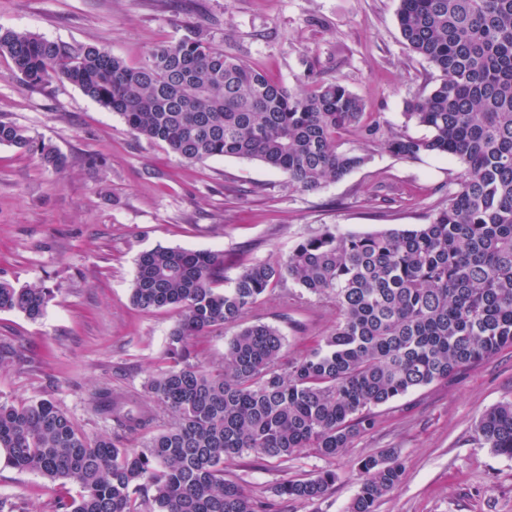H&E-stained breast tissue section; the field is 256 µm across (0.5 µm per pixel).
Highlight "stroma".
Segmentation results:
<instances>
[{
    "label": "stroma",
    "mask_w": 512,
    "mask_h": 512,
    "mask_svg": "<svg viewBox=\"0 0 512 512\" xmlns=\"http://www.w3.org/2000/svg\"><path fill=\"white\" fill-rule=\"evenodd\" d=\"M397 7L398 0H0V28L97 45L132 65L153 45L196 32L289 89L341 81L362 99L368 120L419 136L422 128L406 124L404 112L437 73L406 49ZM0 118L67 159L58 173L38 151L0 145V279L54 291L39 320L0 311V400L51 399L86 437L128 448L141 447L145 435L99 414L95 397L105 388L144 397L179 319L173 309L132 304L141 252L223 254L218 286L229 288L244 266L286 258L325 225L364 233L428 223L462 170L455 159H403L347 132L343 149L366 155L365 165L304 192L256 160L188 163L165 144L133 136L78 87L28 85L3 58ZM248 318L278 327L291 360L335 325L336 306L285 281ZM511 400L512 346L375 407L374 429L339 456L305 449L260 463L246 455L227 463L224 476L256 500L277 501L281 482L331 470L336 481L325 496L277 501L279 512H346L359 488L358 461L394 452L403 480L376 512H512V458L475 434L488 409ZM79 494L77 485L0 464V512H57L60 499Z\"/></svg>",
    "instance_id": "35a3bbf8"
}]
</instances>
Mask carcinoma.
Segmentation results:
<instances>
[{"instance_id": "1", "label": "carcinoma", "mask_w": 512, "mask_h": 512, "mask_svg": "<svg viewBox=\"0 0 512 512\" xmlns=\"http://www.w3.org/2000/svg\"><path fill=\"white\" fill-rule=\"evenodd\" d=\"M397 22L407 49L438 72L405 112L426 130L419 137L366 123L362 100L338 80L293 93L198 37L158 43L131 66L96 45L0 29V57L24 82L74 84L134 136L189 163L258 160L315 191L365 164L339 142L356 130L401 158L443 155L463 165L458 189L429 223L372 233L326 225L287 258L245 266L224 290L217 253L140 254L133 304L180 312L168 337L171 365L148 380L149 400L102 390L95 407L131 434L154 426L157 407L168 423L142 448H121L87 439L48 398L0 401V460L81 488L58 512H271L224 478L226 463L245 454L286 461L303 448L334 458L374 428L373 407L512 346V0H399ZM0 145L36 147L46 165L66 167L12 121L0 119ZM286 280L332 300L337 320L284 370L278 328L244 317ZM52 297L42 284L0 280V311L36 320ZM223 327L234 333L222 368L191 362L194 337ZM476 433L512 456V401L487 410ZM403 474L395 455L359 461L347 512H376ZM335 482L326 470L288 480L276 495L313 501Z\"/></svg>"}]
</instances>
